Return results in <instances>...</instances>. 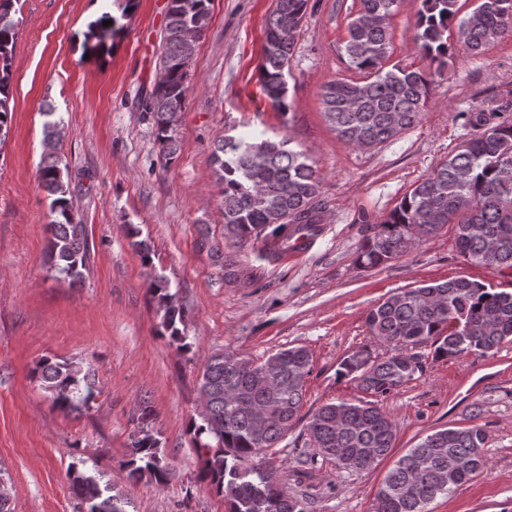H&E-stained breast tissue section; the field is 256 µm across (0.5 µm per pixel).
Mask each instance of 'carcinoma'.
<instances>
[{
    "instance_id": "carcinoma-1",
    "label": "carcinoma",
    "mask_w": 512,
    "mask_h": 512,
    "mask_svg": "<svg viewBox=\"0 0 512 512\" xmlns=\"http://www.w3.org/2000/svg\"><path fill=\"white\" fill-rule=\"evenodd\" d=\"M15 0H0V134L8 133L11 107V60L17 23L11 15ZM127 17L136 0H123ZM459 0H421L414 36L422 56L432 62L447 57L450 37L473 56L512 32V0H480L471 13L460 15ZM402 0H360L349 18L344 52L360 80H333L323 87L322 106L340 139L366 149L384 143L417 124L426 107L432 73L395 64L390 18ZM212 0H167L159 61L161 76L140 100L150 114L156 143L167 164L178 157L176 127L189 91L191 58L186 34L202 37L211 21ZM309 0H276L265 24L259 67L261 88L282 113L290 109L286 72ZM119 17V18H121ZM119 18L105 12L88 25L87 37L100 49L122 30ZM109 20L111 24L103 25ZM479 129L463 141L448 160L414 185L362 240L358 262L364 269L383 266L455 225L456 247L467 262L496 271H512V121L486 126L483 114L468 116ZM60 122L44 124L45 154L37 169L38 185L50 200V269L75 282L90 258L85 226L75 220L69 167L57 152ZM211 160L224 215V238L240 245L261 242L262 255L278 257L301 239L319 232L320 210L315 197L319 180L305 154L290 148V140L245 141L232 135L213 140ZM132 245L143 262L150 246L137 239L140 230L128 225ZM201 248L224 265V279L235 282L243 270L227 259L221 243L203 231ZM147 292L163 311L161 327L183 352L192 350L186 336L182 307L168 282L155 276ZM365 325L389 353L374 357L363 349L340 362L338 376L357 383L369 398L329 402L315 410L307 423L314 447L336 467L374 468L394 448L393 420L378 405L403 385L423 375L420 345L434 348L433 357L458 361L470 355L497 353L512 343V291L483 283L449 279L397 291L375 305ZM275 365L267 381L257 379L267 361L257 362L234 352L215 353L205 362L199 393L206 395L202 423L192 431L203 457L202 477L225 494L230 512H304L300 501L279 488L263 453L275 447L297 420L306 394L312 359L303 346L280 349L269 356ZM42 389L60 411L87 405L95 397V381L81 366L48 358L35 369ZM153 410L143 402L140 430L131 441L121 469L138 481L166 483L171 466L161 441L149 430ZM215 439L211 445L201 437ZM485 432L472 425L442 429L426 436L400 456L387 471L373 512H429L427 505L447 496L487 471ZM458 466L448 469V460ZM71 490L79 512H128L131 502L96 469L73 468Z\"/></svg>"
}]
</instances>
